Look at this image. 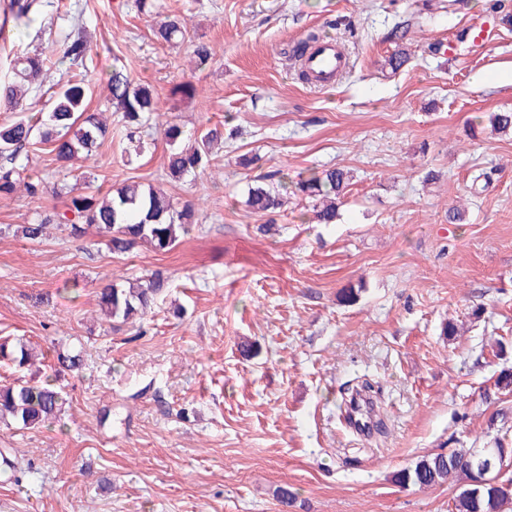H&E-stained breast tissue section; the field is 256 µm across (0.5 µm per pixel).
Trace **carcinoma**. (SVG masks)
<instances>
[{
	"label": "carcinoma",
	"instance_id": "cac0c4a2",
	"mask_svg": "<svg viewBox=\"0 0 512 512\" xmlns=\"http://www.w3.org/2000/svg\"><path fill=\"white\" fill-rule=\"evenodd\" d=\"M43 0H5L0 5V35L19 33L42 13ZM157 39L179 43L186 38L180 20L167 16L154 28ZM398 41L396 49L386 59L393 70L407 60L408 53L399 41L405 34L391 33ZM92 51L82 36L65 39L57 49L58 59L77 65ZM46 58L35 51L14 60L11 76L0 81V102L16 113L14 120L0 125V193H24L38 199L47 192L45 179L28 172L23 161L29 153L44 146L63 164L65 175L77 181L86 179L74 162L89 160L112 133L105 113H121L127 141L126 153L140 154L144 148V129L158 111L156 97L149 86L137 83L130 74L114 68L109 74V95L103 108L92 112L88 107L90 87L85 77L72 75L54 87L50 112L42 122L25 115L27 99L41 87ZM169 146L166 173L179 181L197 172L212 160L215 146L224 144V125L187 135L184 127L172 120L163 128ZM279 172L268 175V182L248 186L246 205L256 214L275 213L284 200L272 183ZM350 171L331 168L297 183V190L315 200L314 218L320 224H332L342 204L343 191L350 184ZM69 198L62 212H48L32 224L17 229L23 238L38 241L48 224H65L70 234L81 237L92 228L114 254H125L147 246L156 252L171 250L181 237L189 234L195 223L193 205L177 209L166 191L139 183L125 184L112 192L91 190ZM166 277L154 273L146 280L102 288L99 305L104 315L124 323L148 313L165 291ZM35 348L20 339L0 341V366L19 370L35 364ZM58 368L43 380L16 378L0 384V422L12 420L26 428H35L61 419L66 398L58 384L63 371L79 368L77 355H57ZM512 445L496 437L489 448H454L446 453L421 457L414 467L400 471L396 481L420 488L432 487L450 478L459 482L455 496V512H512Z\"/></svg>",
	"mask_w": 512,
	"mask_h": 512
}]
</instances>
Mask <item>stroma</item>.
Instances as JSON below:
<instances>
[{"mask_svg": "<svg viewBox=\"0 0 512 512\" xmlns=\"http://www.w3.org/2000/svg\"><path fill=\"white\" fill-rule=\"evenodd\" d=\"M136 3L47 0L19 45L48 53L84 33L90 108L118 66L154 89L163 117L239 133L175 182L158 126L130 158L113 114L89 171L106 190L135 180L195 205L192 231L168 252L115 255L63 226L30 241L17 228L67 196H0V338L42 350L48 373L58 353L82 359L62 380L61 423L0 424V452L32 465L19 481L0 476V512H452L455 482L405 487L395 475L430 453L486 446L500 410L512 439V393L494 388L512 367V132L490 125L512 112V0ZM168 16L187 42L156 40ZM477 21L497 34L475 52ZM401 25L409 60L394 71L385 59ZM311 32L349 54L332 87L298 78L291 54ZM193 39L212 47L207 64L194 62ZM180 82L195 96L173 94ZM330 168L353 175L335 223H315L301 195L270 217L245 204L259 177L278 171L292 186ZM481 173L490 183L478 189ZM156 270L168 293L152 313L99 315L103 286ZM344 288L355 304L339 302ZM451 319L465 325L453 338L442 334ZM364 379L383 422L367 438L341 421Z\"/></svg>", "mask_w": 512, "mask_h": 512, "instance_id": "obj_1", "label": "stroma"}]
</instances>
